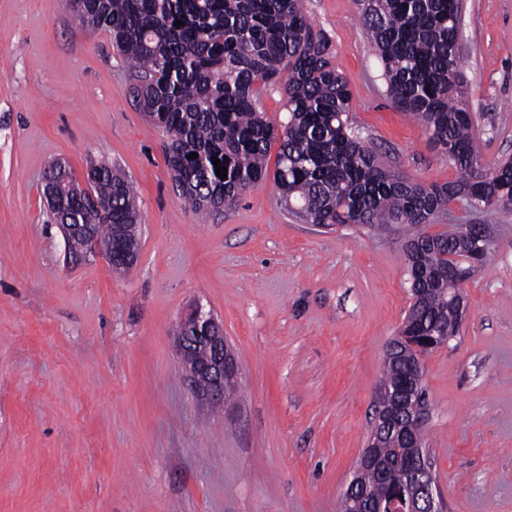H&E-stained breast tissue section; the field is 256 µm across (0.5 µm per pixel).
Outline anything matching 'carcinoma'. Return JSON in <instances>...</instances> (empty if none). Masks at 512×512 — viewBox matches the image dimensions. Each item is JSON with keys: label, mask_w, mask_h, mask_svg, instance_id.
Segmentation results:
<instances>
[{"label": "carcinoma", "mask_w": 512, "mask_h": 512, "mask_svg": "<svg viewBox=\"0 0 512 512\" xmlns=\"http://www.w3.org/2000/svg\"><path fill=\"white\" fill-rule=\"evenodd\" d=\"M79 17L112 35V48L134 67L143 114L170 137L167 165L179 198L199 214L233 205L267 176L265 159L279 144L274 181L289 212L307 224L409 228L404 251L410 290L427 289L404 326L432 337L437 349L459 334L462 314L449 309L458 287L448 258L469 268L471 253L447 233L425 227L461 199L485 210L512 205V159L485 168L472 134L458 44L462 0H361L363 33L382 65L387 95L420 121L453 161L460 179L423 185L387 168L349 123L351 95L314 29L302 0H82ZM184 25L175 26V21ZM278 88L286 115L278 125L260 109ZM196 153L195 159L188 155ZM227 167L217 176L213 158ZM95 199L108 215L90 212L66 170L47 174L59 203L54 218L90 224L102 248L114 225H136L131 182L106 163L88 170ZM404 377L386 362L376 410ZM389 463L411 455L391 443L377 449ZM357 479L369 494L385 487L366 466Z\"/></svg>", "instance_id": "carcinoma-1"}]
</instances>
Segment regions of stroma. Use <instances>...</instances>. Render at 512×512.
<instances>
[{"mask_svg":"<svg viewBox=\"0 0 512 512\" xmlns=\"http://www.w3.org/2000/svg\"><path fill=\"white\" fill-rule=\"evenodd\" d=\"M390 168L455 181L444 150L386 93L360 0H303ZM464 103L482 162L512 157V0H463ZM106 30L68 0H0V512H336L367 445L386 350L410 305L399 227L333 230L273 179L208 219L182 203L169 139L133 96ZM65 162L133 184L127 273L68 263L43 196ZM485 224L458 336L424 359L426 433L446 512H512V207L459 203L429 224ZM223 324L234 396L205 398L177 344L185 311Z\"/></svg>","mask_w":512,"mask_h":512,"instance_id":"obj_1","label":"stroma"}]
</instances>
